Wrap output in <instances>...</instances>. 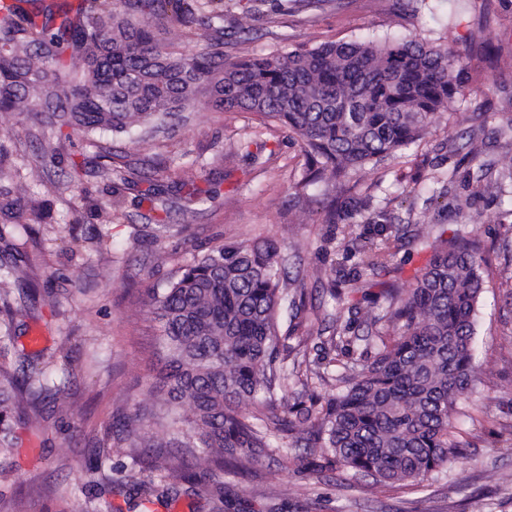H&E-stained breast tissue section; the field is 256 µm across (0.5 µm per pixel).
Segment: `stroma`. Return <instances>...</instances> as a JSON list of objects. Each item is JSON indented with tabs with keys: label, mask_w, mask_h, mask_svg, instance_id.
<instances>
[{
	"label": "stroma",
	"mask_w": 512,
	"mask_h": 512,
	"mask_svg": "<svg viewBox=\"0 0 512 512\" xmlns=\"http://www.w3.org/2000/svg\"><path fill=\"white\" fill-rule=\"evenodd\" d=\"M224 55L287 52L327 40L401 37L448 47L472 75L420 145L385 165L365 166L356 176V209L323 223L313 198L296 188L305 157L288 131L259 125L244 111L215 112L206 101L176 113L160 129L134 128L114 138V153L131 167L162 166L216 187L215 198L172 206L170 235L157 236V213L141 203L144 185L123 192L121 219L99 210L111 182L84 175L81 193L67 187L62 162L96 164L98 147L35 113L0 112V189L16 200V214L32 223L25 259L16 262L12 224L0 227V267L18 265L0 288V336L17 328L0 382L21 357L49 366V392L31 389L38 416L12 413V447L0 450V512H140L137 482L159 480L140 461L126 422L149 405L158 361L147 288L166 280L180 263L211 246L272 239L290 277L309 294L295 335L316 342L335 317L367 328L380 311L378 289L410 287L430 251L421 239L392 232L393 258L386 272L341 285L330 297L324 286L353 271L370 235L366 221L384 210L397 223L471 230L485 246L512 244V141L499 134L512 124V0H328L320 8L292 0H264L260 13L244 0H226ZM490 150L498 170L474 193L468 148ZM477 361L483 383L473 407L459 417L467 446L465 463H448L420 487H398L368 476L313 472L308 449L288 459L256 464L251 475H222L242 512H512V273L493 272L477 312ZM70 355L73 373L60 368ZM108 457L93 468L99 448ZM203 485L181 484L149 512H211Z\"/></svg>",
	"instance_id": "stroma-1"
}]
</instances>
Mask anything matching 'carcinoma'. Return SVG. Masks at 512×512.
<instances>
[{
  "label": "carcinoma",
  "mask_w": 512,
  "mask_h": 512,
  "mask_svg": "<svg viewBox=\"0 0 512 512\" xmlns=\"http://www.w3.org/2000/svg\"><path fill=\"white\" fill-rule=\"evenodd\" d=\"M0 9V112H41L88 135L124 134L200 98L215 112H250L300 142L307 166L297 187L322 188L326 224L341 212L330 188L340 182L352 191L359 168L421 142L468 81L454 52L415 40L328 41L227 59L224 0H64L53 18L43 7ZM196 24L213 43L190 53L182 43ZM171 32L178 42L165 38ZM99 157L114 178L100 210L116 219L129 177L112 151ZM470 163L479 190L495 161L475 152ZM171 183L185 210L213 193L191 177ZM372 224L376 241L358 280L386 270L392 257L386 215ZM426 247L431 257L412 287L380 292L385 306L373 324L393 333L361 336L347 324L321 342L325 367L346 359L332 379L303 368L305 352L285 363L278 318L297 308L302 289L288 282L275 243L230 242L194 255L148 295L161 353L162 429L177 427L182 447L201 449L193 466L208 479L288 456V427L298 428L296 443L322 449L313 469L352 470L387 484L419 485L462 458L452 411L481 382L475 315L490 261L469 231L439 234ZM33 375L46 376V368L0 385L1 448L10 444L5 422L20 404V386ZM290 375L305 387L315 378L331 394L317 408L285 400L286 418L261 423ZM151 466L169 486L196 475L159 456Z\"/></svg>",
  "instance_id": "1"
}]
</instances>
